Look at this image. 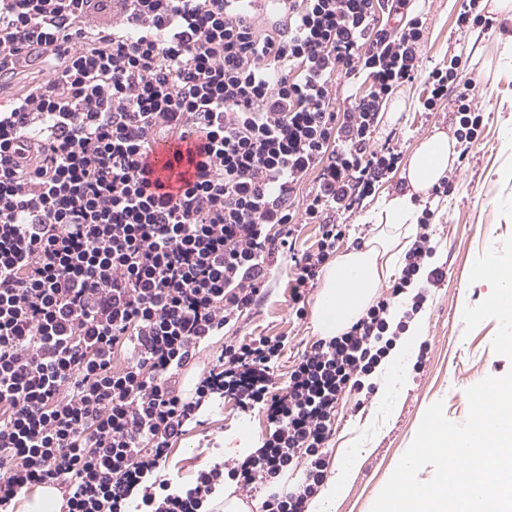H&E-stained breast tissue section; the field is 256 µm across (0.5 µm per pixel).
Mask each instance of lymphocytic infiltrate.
Wrapping results in <instances>:
<instances>
[{"mask_svg": "<svg viewBox=\"0 0 512 512\" xmlns=\"http://www.w3.org/2000/svg\"><path fill=\"white\" fill-rule=\"evenodd\" d=\"M272 2L264 15L254 0H0V86L37 63L47 73L0 101V512L34 487L58 491L60 512H122L215 394L265 412L261 446L179 491L159 481L145 512H201L228 480L263 492V512H308L340 396L363 389L442 282L414 243L386 294L306 347L280 392L282 336L224 346L184 390L183 370L259 304L286 256L304 316L339 215L401 158L375 138L419 67L414 0ZM461 66L430 73L426 105L451 98L470 145L481 79ZM359 79L368 92L337 108L336 83ZM189 137L165 167L191 175L164 192L148 155ZM298 216L318 225L316 249L296 252Z\"/></svg>", "mask_w": 512, "mask_h": 512, "instance_id": "f902f5d3", "label": "lymphocytic infiltrate"}]
</instances>
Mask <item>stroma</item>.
I'll list each match as a JSON object with an SVG mask.
<instances>
[{"label": "stroma", "mask_w": 512, "mask_h": 512, "mask_svg": "<svg viewBox=\"0 0 512 512\" xmlns=\"http://www.w3.org/2000/svg\"><path fill=\"white\" fill-rule=\"evenodd\" d=\"M465 0H419L417 11L424 25L425 42L416 78L397 88L393 100L403 107L396 120L381 118L376 139L392 141L402 155L436 131L453 133L454 112L448 104L425 109L427 76L434 66L462 55L466 72L481 76L478 106L483 116L478 140L465 158L449 169L454 188L447 195L419 198L435 218L428 230L437 264L445 272L443 282L427 292L417 318L422 331L417 345L426 349L420 368L409 371L406 386L394 397L381 429L364 434L376 411V396L358 392L343 394L334 420V434L325 457L326 472L341 467L356 440L365 451L336 512H371L372 505L399 460L413 443L425 410L442 402L445 417L464 423L469 404L466 391L482 379L499 377L512 370V337L501 336V322L490 309L493 289L477 274L489 247H497L502 260L512 261V148L501 140L503 126H512V65L499 57V43L512 35V13L487 10L490 31L473 29L460 34L455 18ZM290 261H282L273 273L269 294L261 305L226 328L200 353V365L216 357L223 344L257 336L284 335L288 344L273 374L274 388L284 387L298 355L314 342L312 318H296L288 302ZM268 428L265 413L242 412L234 398L215 399L201 424H189L175 442L160 478L183 484L213 460L237 458L241 438L257 439Z\"/></svg>", "instance_id": "35a3bbf8"}]
</instances>
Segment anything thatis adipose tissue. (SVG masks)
I'll return each mask as SVG.
<instances>
[{"mask_svg":"<svg viewBox=\"0 0 512 512\" xmlns=\"http://www.w3.org/2000/svg\"><path fill=\"white\" fill-rule=\"evenodd\" d=\"M456 146V139L443 132L423 138L402 170L404 189L382 196L362 215V223L373 225L374 232L361 245L338 254L324 271L315 301L317 336L328 339L347 332L371 306L377 289L402 265L419 221L417 199L447 176ZM420 331L419 324L410 325L381 366V407H388L403 387L413 357L411 339Z\"/></svg>","mask_w":512,"mask_h":512,"instance_id":"1","label":"adipose tissue"}]
</instances>
